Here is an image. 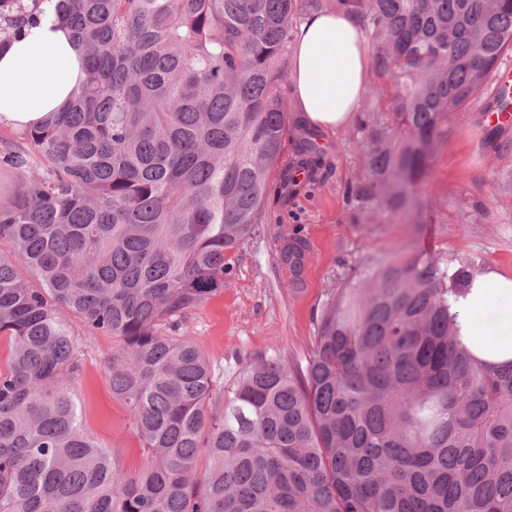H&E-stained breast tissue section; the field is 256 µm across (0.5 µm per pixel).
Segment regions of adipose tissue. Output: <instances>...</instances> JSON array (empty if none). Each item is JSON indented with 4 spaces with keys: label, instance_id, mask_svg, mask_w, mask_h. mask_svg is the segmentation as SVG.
I'll return each instance as SVG.
<instances>
[{
    "label": "adipose tissue",
    "instance_id": "1",
    "mask_svg": "<svg viewBox=\"0 0 512 512\" xmlns=\"http://www.w3.org/2000/svg\"><path fill=\"white\" fill-rule=\"evenodd\" d=\"M369 62L368 37L355 15L320 10L302 16L288 82L305 120L327 130L353 124L368 91ZM85 78L83 51L66 24L52 15L26 21L0 49V125L25 130L41 124ZM452 309L476 359L512 363V275L476 271Z\"/></svg>",
    "mask_w": 512,
    "mask_h": 512
}]
</instances>
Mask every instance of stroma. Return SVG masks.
Returning a JSON list of instances; mask_svg holds the SVG:
<instances>
[{"instance_id":"1","label":"stroma","mask_w":512,"mask_h":512,"mask_svg":"<svg viewBox=\"0 0 512 512\" xmlns=\"http://www.w3.org/2000/svg\"><path fill=\"white\" fill-rule=\"evenodd\" d=\"M393 95L390 84L372 77L366 98L374 111L345 129L323 132L318 178L288 205L268 197L265 223L225 257L223 288L188 313L182 335L225 379L275 351L292 365H305L323 302L345 287L351 272L377 259L404 260L429 245L476 269L512 274V131L491 133L482 120L493 102L492 86L452 114L416 190L420 211L380 213L348 199V186L366 178L367 129L388 123ZM285 234L308 247L299 271L279 261ZM77 351L82 368L72 390L85 431L112 448L124 469H138L144 462L138 441L108 385L111 336L79 334Z\"/></svg>"}]
</instances>
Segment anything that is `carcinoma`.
<instances>
[{
    "mask_svg": "<svg viewBox=\"0 0 512 512\" xmlns=\"http://www.w3.org/2000/svg\"><path fill=\"white\" fill-rule=\"evenodd\" d=\"M319 0H0V49L52 11L86 81L0 162V512H512V366L477 361L449 296L472 263L376 261L330 295L305 367L260 355L229 386L189 338L226 252L265 222L284 153V63ZM378 44L393 123L369 132L361 202L414 203L444 128L512 52V0H333ZM319 135L295 165L312 177ZM298 237L280 260L296 271ZM112 336V397L143 466L89 436L74 325ZM206 460L205 468L200 461ZM19 177L15 170L0 165V205L9 204L15 197L18 189Z\"/></svg>",
    "mask_w": 512,
    "mask_h": 512,
    "instance_id": "carcinoma-1",
    "label": "carcinoma"
}]
</instances>
